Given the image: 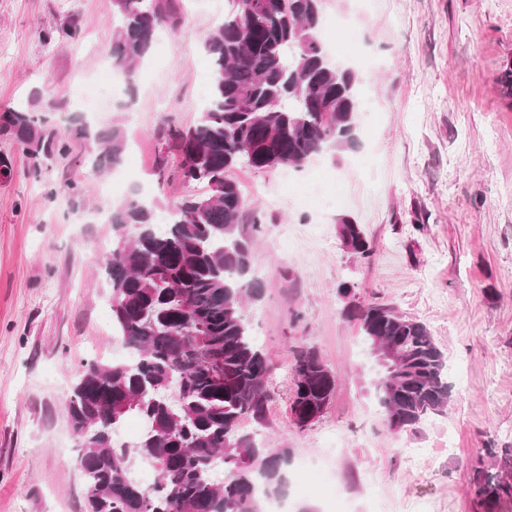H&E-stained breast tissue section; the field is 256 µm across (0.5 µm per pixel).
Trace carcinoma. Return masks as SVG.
<instances>
[{"instance_id":"carcinoma-1","label":"carcinoma","mask_w":512,"mask_h":512,"mask_svg":"<svg viewBox=\"0 0 512 512\" xmlns=\"http://www.w3.org/2000/svg\"><path fill=\"white\" fill-rule=\"evenodd\" d=\"M321 0H245L203 42L210 91L198 121L160 133L178 154L175 175L205 192L183 197L156 224L154 206L137 193L112 208L117 242L105 257L112 288V327L136 357L124 363L89 360L66 403L81 440L78 463L88 485L89 512H262L265 497L286 490V448L264 446L240 429L263 426L274 363L255 342L247 302L262 295L253 269L261 214L248 211L235 167L299 168L313 156L356 140L359 76L335 62L319 41ZM179 24L174 0H113L111 68L124 73L129 97L136 67L156 32ZM69 131L98 172L124 161V133L89 128L72 118ZM29 108L0 112V134L35 159L68 150ZM339 234L362 258L372 245L361 225L340 218ZM132 229L126 235V229ZM368 344L403 345L408 371L382 373L378 402L388 429L415 432L451 401L448 360L424 323L394 306L344 308ZM292 421L303 429L336 391V377L313 348L293 364ZM145 431L132 445L114 438L125 419ZM158 475L148 490L131 459ZM512 448H487L472 466L468 494L477 512H512Z\"/></svg>"}]
</instances>
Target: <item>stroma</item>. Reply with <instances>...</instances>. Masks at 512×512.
<instances>
[{"label": "stroma", "instance_id": "1", "mask_svg": "<svg viewBox=\"0 0 512 512\" xmlns=\"http://www.w3.org/2000/svg\"><path fill=\"white\" fill-rule=\"evenodd\" d=\"M177 4L180 24L137 66L134 104L86 113L87 87L110 69L112 0H0V111L34 104L61 129L78 113L121 127L128 186L160 215L196 188L159 180L157 132L196 122L209 95L202 43L232 0ZM322 13L357 32L353 43L320 33L361 79L356 143L300 168L230 172L264 220L253 259L263 294L247 318L274 363L265 428L240 427L289 449L299 512H473L472 461L512 448V100L497 81L512 63V0H322ZM71 21L80 38L45 41ZM0 154L13 165L0 178V512H88L66 400L84 362L125 359L102 270L117 240L107 217L125 195L76 145L39 171L10 138ZM344 216L371 257L344 247ZM349 302L428 326L448 358L444 415L402 437L387 429L380 369L343 314ZM302 347L337 379L304 429L288 408Z\"/></svg>", "mask_w": 512, "mask_h": 512}]
</instances>
